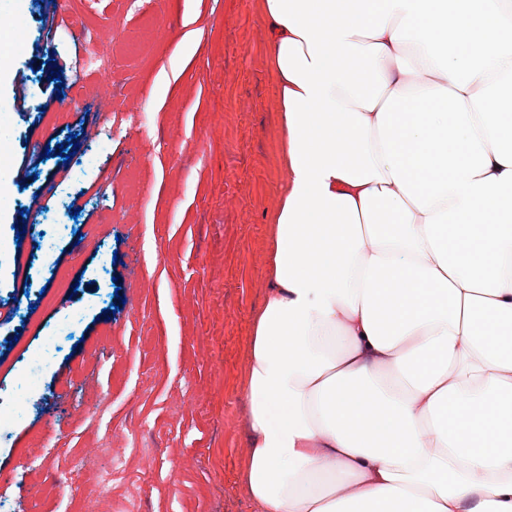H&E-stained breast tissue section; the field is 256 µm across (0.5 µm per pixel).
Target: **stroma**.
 Listing matches in <instances>:
<instances>
[{"instance_id":"obj_1","label":"stroma","mask_w":512,"mask_h":512,"mask_svg":"<svg viewBox=\"0 0 512 512\" xmlns=\"http://www.w3.org/2000/svg\"><path fill=\"white\" fill-rule=\"evenodd\" d=\"M52 11L0 0V41L16 47L0 59V393L43 336L72 328L0 437V498L15 512H255L240 390L286 180L262 0H63L50 36ZM88 29L112 39L109 74L88 62ZM74 466L64 492L34 493Z\"/></svg>"}]
</instances>
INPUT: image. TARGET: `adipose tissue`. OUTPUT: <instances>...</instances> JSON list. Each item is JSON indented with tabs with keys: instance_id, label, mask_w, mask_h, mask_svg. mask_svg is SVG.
Listing matches in <instances>:
<instances>
[{
	"instance_id": "ef3b65f1",
	"label": "adipose tissue",
	"mask_w": 512,
	"mask_h": 512,
	"mask_svg": "<svg viewBox=\"0 0 512 512\" xmlns=\"http://www.w3.org/2000/svg\"><path fill=\"white\" fill-rule=\"evenodd\" d=\"M262 13L287 180L242 489L257 512H512V0Z\"/></svg>"
}]
</instances>
